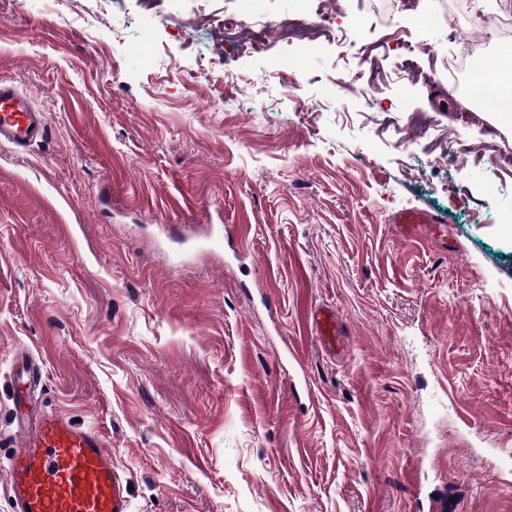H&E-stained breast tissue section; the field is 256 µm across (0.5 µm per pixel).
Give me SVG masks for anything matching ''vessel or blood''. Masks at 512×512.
Instances as JSON below:
<instances>
[{
    "label": "vessel or blood",
    "mask_w": 512,
    "mask_h": 512,
    "mask_svg": "<svg viewBox=\"0 0 512 512\" xmlns=\"http://www.w3.org/2000/svg\"><path fill=\"white\" fill-rule=\"evenodd\" d=\"M45 115L31 96L0 81V143L19 149L43 140ZM312 332L329 350L342 334L334 311L313 307ZM16 512H131L126 479L95 431L51 413L27 433L7 458Z\"/></svg>",
    "instance_id": "b4317fda"
}]
</instances>
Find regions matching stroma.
Instances as JSON below:
<instances>
[{
	"label": "stroma",
	"instance_id": "1",
	"mask_svg": "<svg viewBox=\"0 0 512 512\" xmlns=\"http://www.w3.org/2000/svg\"><path fill=\"white\" fill-rule=\"evenodd\" d=\"M476 1L0 0V81L48 120L0 144V461L23 346L29 418L97 429L131 512H512V128L447 68L512 0ZM258 13L356 35L269 78L276 30L219 42ZM309 324L312 333L324 342L329 350L336 351L342 330L334 311L321 306L311 307Z\"/></svg>",
	"mask_w": 512,
	"mask_h": 512
}]
</instances>
